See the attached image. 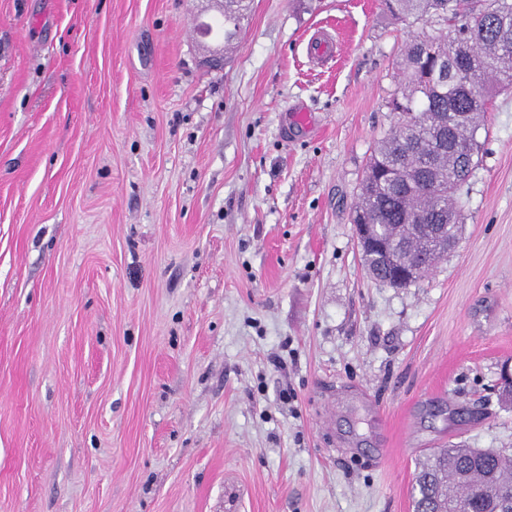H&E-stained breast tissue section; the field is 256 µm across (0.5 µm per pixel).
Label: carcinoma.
<instances>
[{
	"mask_svg": "<svg viewBox=\"0 0 512 512\" xmlns=\"http://www.w3.org/2000/svg\"><path fill=\"white\" fill-rule=\"evenodd\" d=\"M402 18L434 20L450 28L434 38L413 37L400 67L402 94L391 110L415 122L401 121L374 150L359 187L356 211L382 235H397L405 217L422 225L448 224L457 215L455 193L476 166L475 133L498 86L512 84V0H496L488 18L486 0H383ZM245 0H224L222 17L210 24L224 46L239 40ZM472 40L465 56L469 82L454 79L448 63V39ZM414 512H512V454L494 448H442L415 476Z\"/></svg>",
	"mask_w": 512,
	"mask_h": 512,
	"instance_id": "1",
	"label": "carcinoma"
}]
</instances>
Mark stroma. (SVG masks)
Listing matches in <instances>:
<instances>
[{
  "label": "stroma",
  "instance_id": "obj_1",
  "mask_svg": "<svg viewBox=\"0 0 512 512\" xmlns=\"http://www.w3.org/2000/svg\"><path fill=\"white\" fill-rule=\"evenodd\" d=\"M214 18L0 0V512H413L422 457L512 451V86L458 247L392 288L351 215L437 24L252 0L215 69Z\"/></svg>",
  "mask_w": 512,
  "mask_h": 512
}]
</instances>
